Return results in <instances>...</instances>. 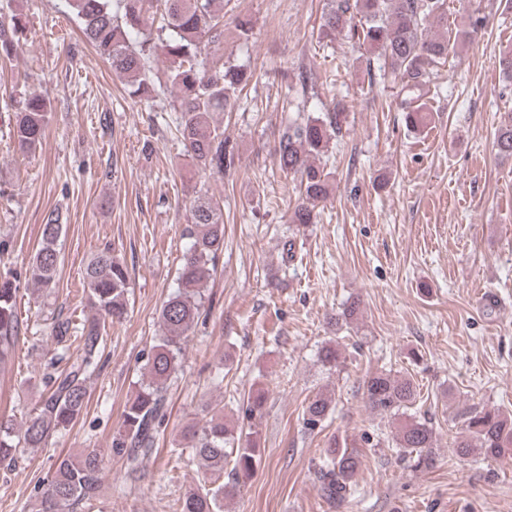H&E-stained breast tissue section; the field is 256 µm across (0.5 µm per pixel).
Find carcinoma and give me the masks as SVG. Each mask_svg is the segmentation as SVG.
Listing matches in <instances>:
<instances>
[{
    "instance_id": "cac0c4a2",
    "label": "carcinoma",
    "mask_w": 512,
    "mask_h": 512,
    "mask_svg": "<svg viewBox=\"0 0 512 512\" xmlns=\"http://www.w3.org/2000/svg\"><path fill=\"white\" fill-rule=\"evenodd\" d=\"M13 2L0 0V61L18 53L26 29L25 18ZM64 2L97 54L124 77L131 97L174 94V128L198 166L221 175L235 166V148L224 138V129L211 122V115L234 108L253 72L243 65L207 63L208 46L224 41V0ZM483 27L484 18L474 12L467 15L463 27H448V0H328L317 38L329 42L341 34L355 38L382 61L380 80L400 86L405 123L421 130L432 116L428 95L433 68L457 56ZM160 56L166 62L161 78L153 73ZM10 107L14 109V143L23 152L35 151L45 138L50 102L31 95L10 102ZM347 118V103L333 99L316 116L299 113L288 119L280 133L275 147L278 166L299 176L305 193L290 218L298 227L314 222L315 208L329 194L333 172L319 163V156L328 151L330 142L343 137ZM496 147L501 155H512V112L504 113ZM62 231L59 213L49 211L41 227V245L25 269V280L36 291L56 287ZM181 236L187 240L182 267L159 310L161 336L141 366L146 380L125 405L112 437V455L122 459L130 472L157 444L168 412L166 392L179 371L184 342L193 325L208 315L206 291L224 250L220 203L206 193L196 195ZM84 280L96 316L78 325L69 319L53 323L57 348L50 358L53 372L48 374V395L40 409L21 422L0 420V465L14 462L19 444L40 448L53 434L67 430L86 406V379L101 369L106 324L121 320L127 312L129 276L115 249L105 247L87 263ZM19 288L20 276L0 277V366L11 361L16 343L29 331L17 310ZM319 359L331 369L343 364L341 349L332 343L321 348ZM363 395L371 411L399 420L392 447L413 461L414 469L432 468L431 422L407 414L418 396L414 379L374 372L363 381ZM331 406V395L317 394L306 407V427L313 431L321 426ZM172 448L177 460L198 461L204 468L203 484L187 494L180 512H224V500L240 490L242 480L250 478L259 464L254 432L231 434L221 410L203 422H187ZM455 448L462 457H512V416L494 406L470 412ZM102 464L103 457L94 449L58 458L32 512H76L97 497ZM362 464L351 446L332 442L314 467L323 496L346 500Z\"/></svg>"
}]
</instances>
